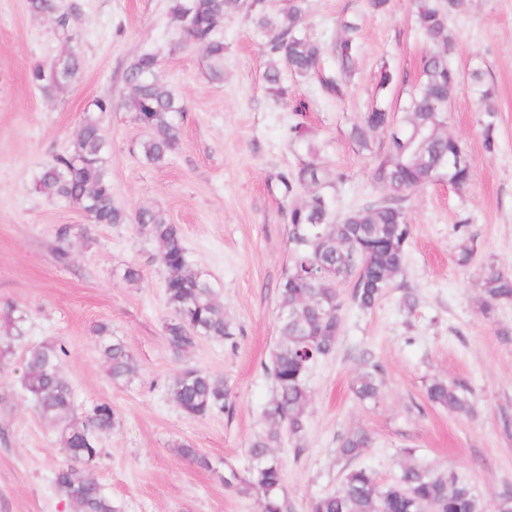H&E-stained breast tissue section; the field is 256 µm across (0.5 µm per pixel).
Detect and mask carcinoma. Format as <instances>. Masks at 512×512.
I'll return each instance as SVG.
<instances>
[{
  "label": "carcinoma",
  "mask_w": 512,
  "mask_h": 512,
  "mask_svg": "<svg viewBox=\"0 0 512 512\" xmlns=\"http://www.w3.org/2000/svg\"><path fill=\"white\" fill-rule=\"evenodd\" d=\"M415 2L417 24L435 50L422 62L421 81L401 124L393 126L394 116L375 106L350 131L351 139L368 151L372 133L389 132L388 149L376 156L372 168V180L384 195L338 215L335 200L323 191V174L315 162L303 164L291 176L279 177L284 197H293L305 188L309 195L288 209L293 253L278 285L280 338L265 367L274 386L266 416L276 429L253 442L247 469H224L225 486L241 495L257 497L261 512H285L283 471L272 448L280 438L278 428H286L293 437L305 430L307 373L314 363L333 355L342 333L344 304L338 286L354 280L352 303L364 311L372 309L405 264L410 236L404 210L407 197L444 175L448 184L458 189L472 180L460 141L443 131L449 96L460 81L459 73L448 63V15L456 9L458 0ZM27 6L32 15L55 20L67 43L78 41L79 35L70 25L72 8L65 0H27ZM243 11L258 32L272 33L266 44L269 60L265 71L271 90L281 91L286 72L296 78L317 72L322 49L301 31L306 0H289L283 9H273L265 0H169L173 28L170 50L197 49L210 78L223 79L224 42L215 37V29L222 20ZM339 28L334 53L347 74L355 66L360 26L353 19H343ZM158 53L157 48L147 49L127 66L124 81L130 93L121 100V106L146 130L137 153L150 165L166 162L179 148L178 116L185 111L174 91L157 75ZM82 70V58L69 48L50 64L32 68L29 81L50 93L77 82ZM468 80L482 113L485 148L492 152L497 118L492 104L494 89L479 68L469 72ZM113 107L110 96L92 100L70 148L53 156L35 173V190L50 202L66 201L77 206L92 224L135 223L162 244L164 292L174 314L166 325V336L173 352L186 351L202 337L232 335L211 283L191 269L180 228L166 223L150 209L142 208L131 215L114 205L107 168L108 140L102 126L103 115ZM482 292L490 302L512 301V273L490 269L483 279ZM97 333L112 383L129 379L136 371L133 355L123 342L111 338L108 325H99ZM65 356L67 349L62 343L31 345L23 355L21 385L25 399L46 421H56L75 411L72 387L61 374ZM351 389L361 402L376 401L380 394L376 367L358 371ZM170 393L179 409L194 418L224 410L227 396L224 380L194 367L179 371ZM426 398L450 412L471 410L465 390L444 379L427 385ZM116 423L112 405L103 402L84 411L80 422L62 429L61 441L70 462L55 472L54 483L71 512H119L101 485L84 479L80 469L84 461L100 460L97 436ZM370 444L368 433L356 429L340 438L337 452L350 461L362 456ZM179 452L196 466L211 468L210 459L192 446L184 444ZM404 454L409 461L397 480L381 484L368 468L352 467L345 472L340 489L311 501L310 512H512V496L489 508L456 472L439 471L413 460L411 448L404 449Z\"/></svg>",
  "instance_id": "1"
}]
</instances>
